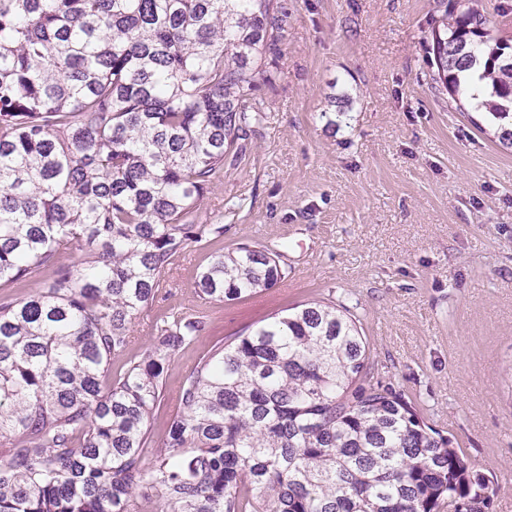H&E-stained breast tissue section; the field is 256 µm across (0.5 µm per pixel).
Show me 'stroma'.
Returning <instances> with one entry per match:
<instances>
[{"label": "stroma", "mask_w": 512, "mask_h": 512, "mask_svg": "<svg viewBox=\"0 0 512 512\" xmlns=\"http://www.w3.org/2000/svg\"><path fill=\"white\" fill-rule=\"evenodd\" d=\"M286 38L260 79L264 118L199 203L224 245L286 244L274 288L206 301L210 249L188 243L132 328L143 356L176 311L208 324L176 352L152 460L183 377L260 319L313 300L355 307L372 360L427 423L495 479L512 512V149L430 80L438 0H278ZM347 97L344 111L330 97ZM128 356L113 359L119 371Z\"/></svg>", "instance_id": "stroma-1"}]
</instances>
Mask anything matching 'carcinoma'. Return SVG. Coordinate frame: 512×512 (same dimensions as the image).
<instances>
[{"label":"carcinoma","instance_id":"obj_1","mask_svg":"<svg viewBox=\"0 0 512 512\" xmlns=\"http://www.w3.org/2000/svg\"><path fill=\"white\" fill-rule=\"evenodd\" d=\"M477 0L429 24L431 80L512 145V39ZM276 0H0V512H485L491 480L379 377L351 308L313 301L199 359L151 464L175 312L140 360L112 357L198 223L228 148L262 119ZM84 252L78 265L60 261ZM280 253L218 248L204 300L274 287Z\"/></svg>","mask_w":512,"mask_h":512}]
</instances>
